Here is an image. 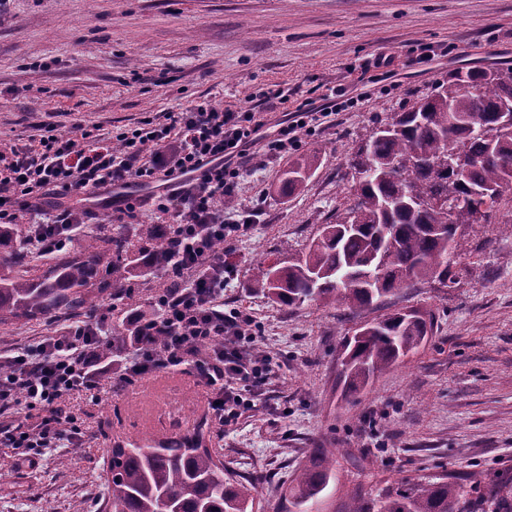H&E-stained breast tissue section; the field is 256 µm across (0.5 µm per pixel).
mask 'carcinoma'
Instances as JSON below:
<instances>
[{"label": "carcinoma", "instance_id": "obj_1", "mask_svg": "<svg viewBox=\"0 0 512 512\" xmlns=\"http://www.w3.org/2000/svg\"><path fill=\"white\" fill-rule=\"evenodd\" d=\"M512 69L468 71L448 77L435 92L391 118L398 130L373 134L352 158L360 175L353 198L335 221L323 224L305 252L288 265H257L252 290L293 308L344 304L378 308L417 280H448L463 244L461 224L488 214L451 205L478 200L491 210L512 190ZM469 163L458 174L427 169L452 155ZM314 154L288 163L284 186L296 190L317 166ZM165 224H125L106 237H87L41 277L0 274V324L77 307L96 308L108 294L148 282L171 265ZM19 229L0 225V254L20 246ZM433 316L396 312L366 323L346 339L341 355L344 393L418 349ZM336 448H317L295 470L280 512H313L336 481ZM102 512H253L257 489L230 475L208 448H112ZM342 512H512V487L478 493L458 482L402 481L367 496L354 494Z\"/></svg>", "mask_w": 512, "mask_h": 512}]
</instances>
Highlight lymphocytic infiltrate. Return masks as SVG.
Instances as JSON below:
<instances>
[{
	"label": "lymphocytic infiltrate",
	"instance_id": "f902f5d3",
	"mask_svg": "<svg viewBox=\"0 0 512 512\" xmlns=\"http://www.w3.org/2000/svg\"><path fill=\"white\" fill-rule=\"evenodd\" d=\"M259 106L227 111L214 101H192L164 121L101 134L98 127H40L36 140L0 150V224H15L31 254L43 257L80 238L98 211L79 205L102 197L117 216L150 215L169 225L174 253L165 285L155 294L160 314L135 315L131 332L112 335L105 319L83 321L0 358V447L16 466L36 465L43 450L77 448L82 427L70 411L72 395L99 403L111 383L179 370L209 392L208 409L221 428L238 424L274 376L256 348L259 324L244 309L225 310L224 283L235 273L216 243L233 248L250 233L260 209L227 212L241 178L261 157H277L339 110L335 94L316 108L285 113L264 132ZM145 188L142 196L112 200L116 186Z\"/></svg>",
	"mask_w": 512,
	"mask_h": 512
}]
</instances>
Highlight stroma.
<instances>
[{
	"instance_id": "35a3bbf8",
	"label": "stroma",
	"mask_w": 512,
	"mask_h": 512,
	"mask_svg": "<svg viewBox=\"0 0 512 512\" xmlns=\"http://www.w3.org/2000/svg\"><path fill=\"white\" fill-rule=\"evenodd\" d=\"M389 67H375L381 55ZM512 68V0H11L0 18V148L35 126L78 121L104 130L177 112L198 97L237 110L271 89L288 107L342 89L332 123L302 136L298 153L319 164L293 193L277 156L248 172L236 208L260 205L250 234L232 251L237 276L225 309L246 308L261 326L258 348L275 371L237 430L212 452L235 475L258 482L261 512H275L285 481L315 448L338 449L336 483L318 512H339L356 486L472 473L512 479V191L488 223L459 229L465 244L448 284L405 288L382 309L291 308L255 294L254 269L282 245L300 252L349 202V160L381 122L432 94L450 74ZM146 83L134 82V74ZM162 75L167 85L149 84ZM154 288L110 296L95 309L0 325V356L91 315L124 324L154 308ZM433 315L432 336L360 393L339 382L345 337L401 309ZM162 396L127 390L92 404L74 399L82 445L18 468L0 447V512H101L99 480L110 450L103 435L177 430L206 392L193 377L164 372Z\"/></svg>"
}]
</instances>
